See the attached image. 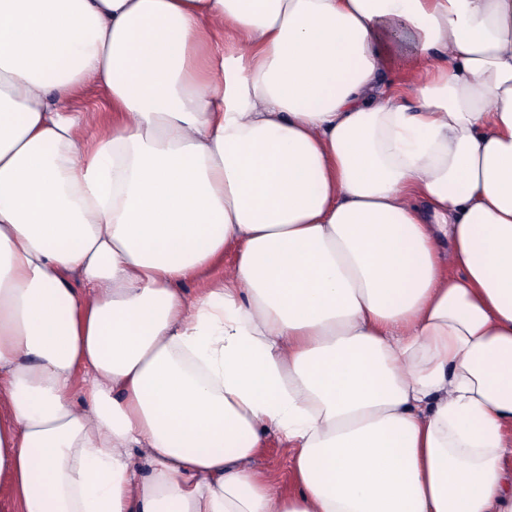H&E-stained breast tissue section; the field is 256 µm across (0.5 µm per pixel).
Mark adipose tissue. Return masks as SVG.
<instances>
[{
  "label": "adipose tissue",
  "mask_w": 512,
  "mask_h": 512,
  "mask_svg": "<svg viewBox=\"0 0 512 512\" xmlns=\"http://www.w3.org/2000/svg\"><path fill=\"white\" fill-rule=\"evenodd\" d=\"M0 512H512V0H0ZM69 107L73 112H84L87 134L96 133L112 112L108 90L93 81L87 82L73 94ZM286 448L289 447L280 438L269 435L261 454L254 462L257 468L268 474L275 492H288L292 488Z\"/></svg>",
  "instance_id": "1"
}]
</instances>
